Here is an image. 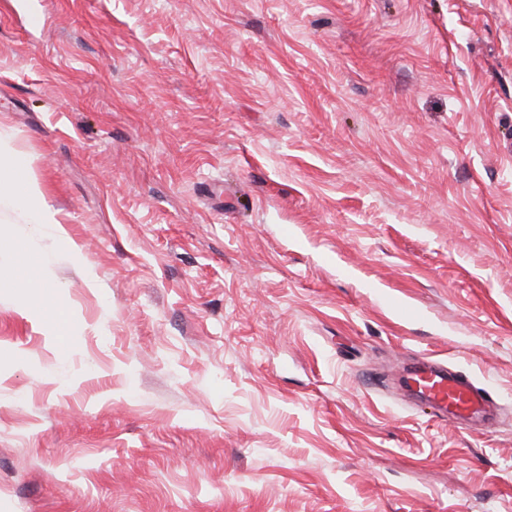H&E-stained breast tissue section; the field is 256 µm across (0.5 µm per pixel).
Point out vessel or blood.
I'll list each match as a JSON object with an SVG mask.
<instances>
[{
    "instance_id": "1",
    "label": "vessel or blood",
    "mask_w": 512,
    "mask_h": 512,
    "mask_svg": "<svg viewBox=\"0 0 512 512\" xmlns=\"http://www.w3.org/2000/svg\"><path fill=\"white\" fill-rule=\"evenodd\" d=\"M409 387L415 389L437 412L458 419L478 417L493 405L492 396L459 377L422 363L413 368L406 377Z\"/></svg>"
}]
</instances>
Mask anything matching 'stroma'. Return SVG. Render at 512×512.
Masks as SVG:
<instances>
[{
	"instance_id": "stroma-1",
	"label": "stroma",
	"mask_w": 512,
	"mask_h": 512,
	"mask_svg": "<svg viewBox=\"0 0 512 512\" xmlns=\"http://www.w3.org/2000/svg\"><path fill=\"white\" fill-rule=\"evenodd\" d=\"M0 142V512H512V0H0ZM10 168V174L2 178V167ZM28 176L26 169L18 158L8 152V148L0 143V209L2 203L19 213L32 224L53 223L51 213L44 207L42 199L32 190L27 189ZM406 383L437 412L457 419L479 417L494 403L485 389L462 378L448 376V372L424 362L407 374Z\"/></svg>"
}]
</instances>
